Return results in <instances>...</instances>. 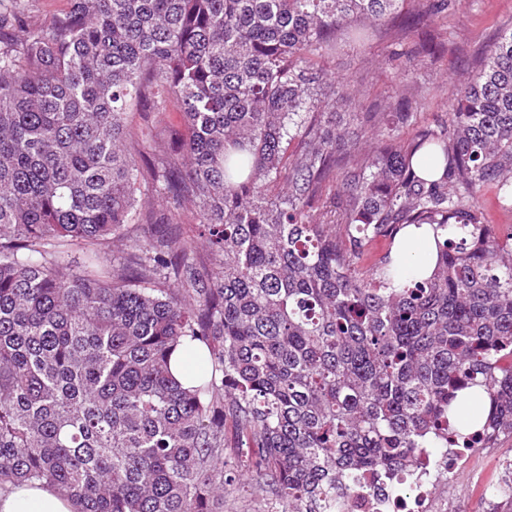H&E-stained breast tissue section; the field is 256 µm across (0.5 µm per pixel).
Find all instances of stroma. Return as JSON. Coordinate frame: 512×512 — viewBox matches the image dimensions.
<instances>
[{"label": "stroma", "instance_id": "1", "mask_svg": "<svg viewBox=\"0 0 512 512\" xmlns=\"http://www.w3.org/2000/svg\"><path fill=\"white\" fill-rule=\"evenodd\" d=\"M412 7L405 0L397 20L382 27L354 23L339 32L332 54L316 58L326 84L346 87L343 97L326 101L331 124L367 127L371 113L390 111L404 95L413 108L396 128L401 139L411 141L420 130H441L460 87L484 61L487 45L512 28V0H466L463 7L440 14L432 26L399 24ZM427 39L438 45L436 55L420 54ZM151 125L154 141L138 145L148 159L158 144H173L175 137L187 134L181 107L172 98L161 101ZM511 459V433L498 435L488 447L467 450L457 477L440 489L448 498V512H512V499L496 492L499 466Z\"/></svg>", "mask_w": 512, "mask_h": 512}]
</instances>
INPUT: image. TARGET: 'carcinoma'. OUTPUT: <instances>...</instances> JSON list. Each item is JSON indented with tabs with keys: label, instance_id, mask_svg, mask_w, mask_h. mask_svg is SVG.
<instances>
[{
	"label": "carcinoma",
	"instance_id": "cac0c4a2",
	"mask_svg": "<svg viewBox=\"0 0 512 512\" xmlns=\"http://www.w3.org/2000/svg\"><path fill=\"white\" fill-rule=\"evenodd\" d=\"M400 2L70 0L20 36L22 5L0 10V485L45 482L76 512H224L230 422L263 512H343L367 474L512 433V232L481 202L492 186L512 208V30L438 133L406 143L383 115L336 134L318 111L313 57ZM414 2L427 25L462 0ZM157 89L188 138L145 166L126 115ZM347 142L367 162L312 209ZM150 190L198 234L146 231ZM407 224L440 232L430 277L357 269ZM185 341L207 350L188 388L169 370ZM473 385L489 410L463 434Z\"/></svg>",
	"mask_w": 512,
	"mask_h": 512
}]
</instances>
